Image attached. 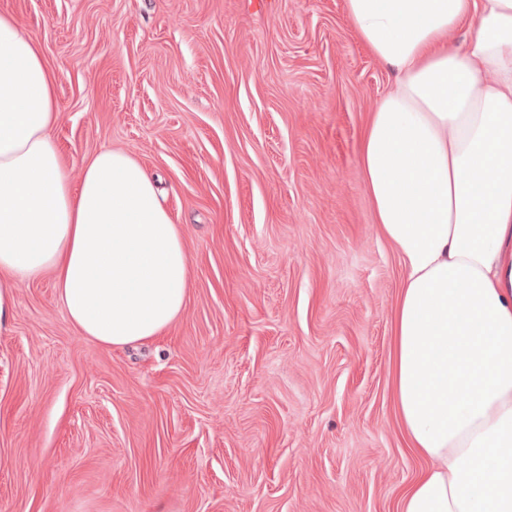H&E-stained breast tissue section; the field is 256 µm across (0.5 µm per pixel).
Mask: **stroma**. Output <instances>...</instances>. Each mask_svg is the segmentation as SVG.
<instances>
[{
	"mask_svg": "<svg viewBox=\"0 0 512 512\" xmlns=\"http://www.w3.org/2000/svg\"><path fill=\"white\" fill-rule=\"evenodd\" d=\"M55 75L71 182L104 147L160 181L183 314L106 349L53 275L0 330V512H397L401 284L358 165L393 80L344 0H0Z\"/></svg>",
	"mask_w": 512,
	"mask_h": 512,
	"instance_id": "stroma-1",
	"label": "stroma"
}]
</instances>
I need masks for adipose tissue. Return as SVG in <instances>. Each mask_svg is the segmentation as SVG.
I'll return each mask as SVG.
<instances>
[{
	"label": "adipose tissue",
	"instance_id": "adipose-tissue-1",
	"mask_svg": "<svg viewBox=\"0 0 512 512\" xmlns=\"http://www.w3.org/2000/svg\"><path fill=\"white\" fill-rule=\"evenodd\" d=\"M344 8L395 75L358 163L401 269L396 412L424 462L398 512H512V0ZM58 117L37 43L0 13V327L19 284L49 273L79 336L109 349L161 335L188 298L182 227L130 152L98 150L71 184Z\"/></svg>",
	"mask_w": 512,
	"mask_h": 512
}]
</instances>
